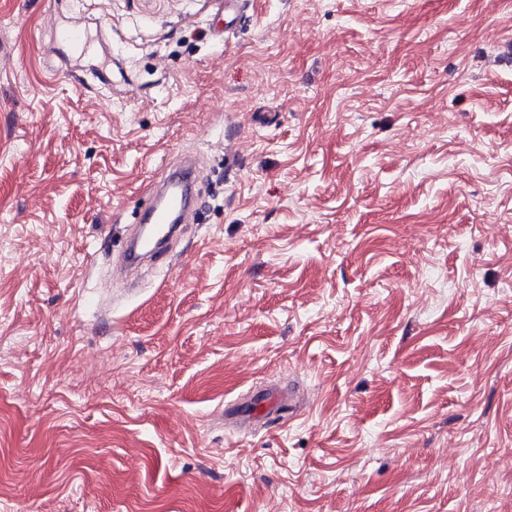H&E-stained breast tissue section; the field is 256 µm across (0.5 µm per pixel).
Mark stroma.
<instances>
[{"label": "stroma", "instance_id": "1", "mask_svg": "<svg viewBox=\"0 0 512 512\" xmlns=\"http://www.w3.org/2000/svg\"><path fill=\"white\" fill-rule=\"evenodd\" d=\"M217 14L0 0V512H512V0ZM184 150L198 221L127 291ZM220 15L215 27L213 28L212 34L219 41L224 39V30L226 31L233 23H235L241 14V9L244 7L243 0H224L222 3ZM137 239V236L131 239V241L126 246V249L124 251L123 255V264L122 269L123 270H131V269H137L139 268L145 258L147 257L151 262H158L165 258L168 254L167 250V242L166 239H163L159 243H153L150 245L149 250L144 251L143 248L135 249V241ZM294 400V394L275 387H267L253 393L247 399H235L224 405V416H231L242 425H249L257 419H267L286 402Z\"/></svg>", "mask_w": 512, "mask_h": 512}]
</instances>
